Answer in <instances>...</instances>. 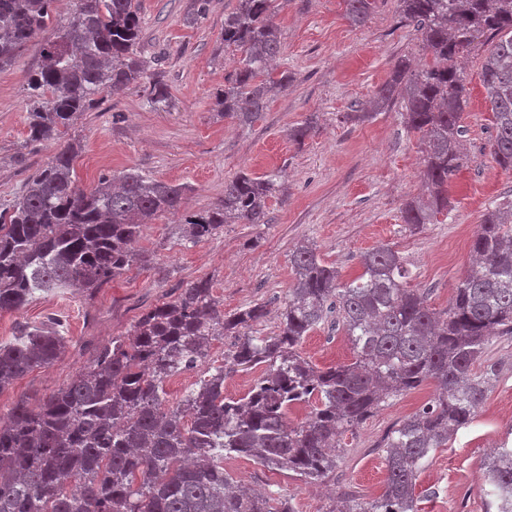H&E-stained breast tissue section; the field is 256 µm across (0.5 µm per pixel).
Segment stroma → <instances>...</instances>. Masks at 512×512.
I'll use <instances>...</instances> for the list:
<instances>
[{"label":"stroma","instance_id":"stroma-1","mask_svg":"<svg viewBox=\"0 0 512 512\" xmlns=\"http://www.w3.org/2000/svg\"><path fill=\"white\" fill-rule=\"evenodd\" d=\"M141 17L138 52L171 95L169 107L155 109L143 88L103 94L62 139L26 141L27 76L37 67L40 46L18 52L0 70V211L65 143L76 142L77 184L88 190L100 177L135 168L185 188L178 215L147 225L137 249L148 262L91 293L62 290L36 294L21 310L0 312V342L18 326L60 324L68 343L52 364L38 367L0 393V409L17 401L39 406L87 365L95 350L127 333L146 308L174 300L181 288L211 277L225 313L265 304L255 335H272L293 283L291 254L314 242L321 259L344 277L360 271V257L387 245L402 256L409 287L419 289L436 310L448 307L466 275L470 243L486 208L512 201V172L502 170L489 151L492 113L481 83V65L491 47L479 41L462 59L469 105L461 114L465 166L448 185L451 205L438 223L419 230L403 222L405 203L422 189L423 141L407 129L404 106L395 101L378 110L369 103L395 62H429L414 25L401 21L398 0H376L366 26L346 17L344 0H278L274 23L281 33L279 70L287 88L272 92L260 118L240 126L214 109V96L238 68L240 51L225 47L224 16L237 0H209L203 18L185 22L193 0H135ZM316 124L300 143L288 132L306 117ZM277 171L281 184L268 202L264 224H227L192 246H184L181 218L208 211L224 195V183L246 172ZM314 364L350 361L353 350L338 324L317 326L301 343ZM488 356L504 369L473 422L447 447L437 449L417 485L419 512H485L482 462L512 430V338L493 339ZM433 386L405 393L367 419L343 440L345 456L337 487L374 498L386 478L380 447L391 429L415 413ZM234 477L263 491L290 496L296 512H326L328 492L255 461L224 462Z\"/></svg>","mask_w":512,"mask_h":512}]
</instances>
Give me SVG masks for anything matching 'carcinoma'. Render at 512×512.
I'll return each mask as SVG.
<instances>
[{"label": "carcinoma", "mask_w": 512, "mask_h": 512, "mask_svg": "<svg viewBox=\"0 0 512 512\" xmlns=\"http://www.w3.org/2000/svg\"><path fill=\"white\" fill-rule=\"evenodd\" d=\"M346 16L367 24L373 0H344ZM415 24L432 63L415 70L399 61L375 97L380 108L400 98L407 128L422 134V192L403 210L411 228L448 212V183L464 166L460 119L469 91L458 60L477 40L492 41L481 68L493 114L490 151L512 171V0H398ZM55 0H0V69L30 42L41 64L28 78L27 141H54L96 98L145 88L154 108L168 89L137 52L141 21L134 0H76L56 25ZM276 0H237L224 15V47L242 52L232 82L216 95L225 118L257 119L274 86L281 35ZM70 143L52 156L0 213V312L18 311L37 291H93L143 261L134 250L144 227L180 212L184 187L127 169L88 191L73 176ZM279 174L242 173L224 183V199L185 221L183 240L197 243L224 225L266 223ZM473 262L447 309L430 308L405 286L403 258L388 246L361 256L349 279L319 257L314 244L295 247L294 282L277 332L255 336L266 305L229 315L198 278L173 301L143 311L125 336H114L90 364L36 410L19 401L0 414V512H295L277 492H255L224 470L226 458H249L273 471H292L308 484L328 482L346 449L343 434L382 405L426 384L433 396L399 422L382 446L383 492L366 500L334 498L327 512H417L418 473L430 453L469 426L500 375L487 358L492 339L512 336V202L486 210L472 241ZM353 347L349 363L319 368L299 345L330 318ZM235 337L224 362L207 370L175 406L164 383L207 362L211 342ZM64 336L44 325L0 343V392L31 370L55 361ZM263 368L242 397L224 396V378ZM311 411L288 423L296 405ZM487 512H512V448L504 442L483 463ZM74 479L79 490L66 494Z\"/></svg>", "instance_id": "cac0c4a2"}]
</instances>
